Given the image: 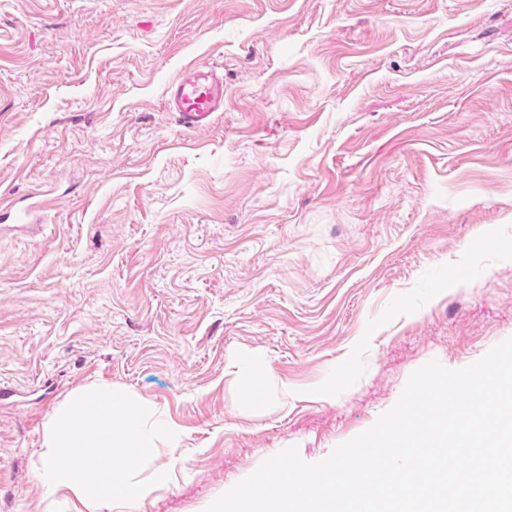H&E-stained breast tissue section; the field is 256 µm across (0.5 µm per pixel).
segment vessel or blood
I'll use <instances>...</instances> for the list:
<instances>
[{"label": "vessel or blood", "mask_w": 512, "mask_h": 512, "mask_svg": "<svg viewBox=\"0 0 512 512\" xmlns=\"http://www.w3.org/2000/svg\"><path fill=\"white\" fill-rule=\"evenodd\" d=\"M167 108L188 128L208 126L224 109V79L216 67L190 63L169 87Z\"/></svg>", "instance_id": "obj_1"}]
</instances>
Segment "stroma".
<instances>
[{"instance_id": "obj_1", "label": "stroma", "mask_w": 512, "mask_h": 512, "mask_svg": "<svg viewBox=\"0 0 512 512\" xmlns=\"http://www.w3.org/2000/svg\"><path fill=\"white\" fill-rule=\"evenodd\" d=\"M195 61L224 110L188 129ZM34 195L0 227V512H87L38 470L91 384L180 430L114 512H205L512 337V0H0V208ZM167 109L187 128L208 126L224 110V79L216 67L189 63L170 84Z\"/></svg>"}]
</instances>
